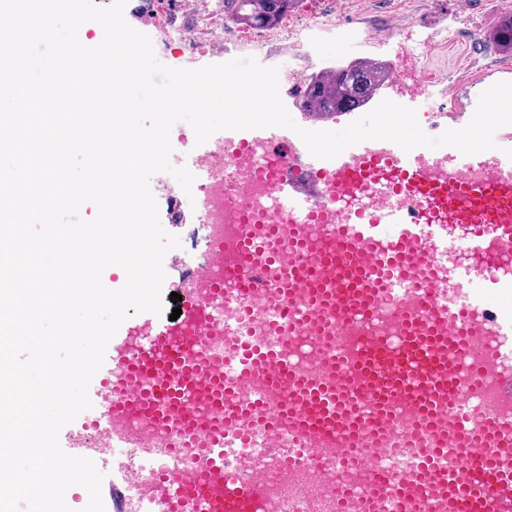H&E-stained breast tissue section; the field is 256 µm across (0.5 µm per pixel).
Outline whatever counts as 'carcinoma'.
I'll return each mask as SVG.
<instances>
[{
  "instance_id": "1",
  "label": "carcinoma",
  "mask_w": 512,
  "mask_h": 512,
  "mask_svg": "<svg viewBox=\"0 0 512 512\" xmlns=\"http://www.w3.org/2000/svg\"><path fill=\"white\" fill-rule=\"evenodd\" d=\"M302 0H218L224 10V21L237 26L273 28ZM490 41L497 51L512 55V12L498 18L489 32ZM388 74L379 66L371 71L358 61L349 60L332 64V77L322 80L313 75L303 85L300 107L314 111L316 116H332L348 112L363 103L386 82Z\"/></svg>"
}]
</instances>
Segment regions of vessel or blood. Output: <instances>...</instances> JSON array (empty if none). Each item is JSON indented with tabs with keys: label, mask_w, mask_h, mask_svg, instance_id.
<instances>
[{
	"label": "vessel or blood",
	"mask_w": 512,
	"mask_h": 512,
	"mask_svg": "<svg viewBox=\"0 0 512 512\" xmlns=\"http://www.w3.org/2000/svg\"><path fill=\"white\" fill-rule=\"evenodd\" d=\"M219 140L245 141V158L276 160L265 204L287 214L283 224H243L236 247L241 270L226 271L233 296L262 308L283 307L277 342L241 348L225 372L224 339L201 352L183 336L184 322H208L211 282L200 279L178 320L144 312L141 352L181 343L164 360L152 390L125 362V329L109 341L89 397L112 436V512L121 503L136 459L162 460L140 481V512H279L283 496L299 512H351L321 487L325 464L346 458L354 439L372 434L388 445L390 419L406 420L412 437L428 434L412 480L395 491L414 512L431 501L438 512H512V310L488 306L491 293L512 294V135L474 155L452 150L444 164L388 140H366L332 159L312 156L281 127L221 130ZM336 198L340 215L317 203ZM398 300L386 333L371 331L382 296ZM311 331L328 344L316 369L287 361L291 338ZM367 335L361 348L347 335ZM180 424L179 448H154L129 426L135 409ZM293 420V439L277 444L279 413ZM82 419L64 426L61 448L102 463L80 440ZM263 426L266 467L279 481H235L224 462V435L248 439ZM199 459L186 468L185 456Z\"/></svg>",
	"instance_id": "vessel-or-blood-1"
}]
</instances>
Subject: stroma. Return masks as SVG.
<instances>
[{
    "instance_id": "obj_1",
    "label": "stroma",
    "mask_w": 512,
    "mask_h": 512,
    "mask_svg": "<svg viewBox=\"0 0 512 512\" xmlns=\"http://www.w3.org/2000/svg\"><path fill=\"white\" fill-rule=\"evenodd\" d=\"M156 0H128L124 18L134 29L148 35L157 59L170 67L197 69L203 60L188 59L178 44L163 40L159 21L168 18L170 24L192 31L203 43H223L225 35L249 36V29L225 22L218 6L201 12L193 0H165V8L155 6ZM512 12V0H473L466 24L452 25L456 0H347L344 13H337L334 0H303L302 6L273 30L270 38L257 48L270 59L287 61L294 47L288 40L290 27L303 23L313 12L321 13L326 27L319 35L323 57L330 62L352 60L374 54L378 61L397 65L405 61L408 67H421L440 88L434 91L431 106L446 103L442 89L456 85L461 111L450 112L433 128V135L446 129H459L471 120L480 94L492 85L512 78V55L497 52L489 40L491 25L504 13ZM407 27L397 46L377 52L357 40L339 37V30L384 31L398 22ZM150 190L158 204L160 222L169 234L178 236L182 251L204 254L207 249L206 228L187 209L179 207L181 189L158 173L150 179Z\"/></svg>"
}]
</instances>
